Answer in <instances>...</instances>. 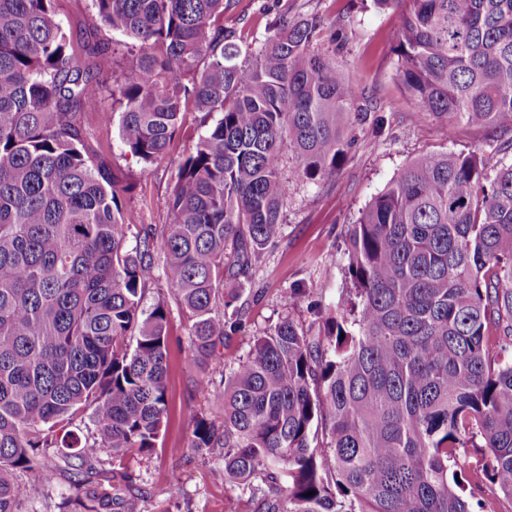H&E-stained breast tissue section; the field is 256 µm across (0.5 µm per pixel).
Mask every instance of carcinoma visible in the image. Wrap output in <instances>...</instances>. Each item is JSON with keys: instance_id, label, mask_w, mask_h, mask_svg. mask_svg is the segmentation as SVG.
Listing matches in <instances>:
<instances>
[{"instance_id": "1", "label": "carcinoma", "mask_w": 512, "mask_h": 512, "mask_svg": "<svg viewBox=\"0 0 512 512\" xmlns=\"http://www.w3.org/2000/svg\"><path fill=\"white\" fill-rule=\"evenodd\" d=\"M54 0H0V512L68 466L71 512L125 490L98 468L156 448L168 422L169 308L193 357L224 371L297 178L336 172L373 103L316 47L322 21L278 17L255 49L216 18L236 0H92L135 39L112 83L121 139L153 171L192 108L205 131L180 166L162 233L127 224L120 184L89 143L110 46L66 32ZM401 11L399 85L424 112L512 133V0H374ZM134 245H128L129 239ZM353 291L334 311L306 288L224 383L219 417L188 405V447L221 450L217 476L260 512H495L512 502V163L417 157L346 234ZM162 257L157 265L154 256ZM89 414L91 428L81 434ZM474 453L478 469L458 464Z\"/></svg>"}]
</instances>
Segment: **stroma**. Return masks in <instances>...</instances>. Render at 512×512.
<instances>
[{"instance_id":"35a3bbf8","label":"stroma","mask_w":512,"mask_h":512,"mask_svg":"<svg viewBox=\"0 0 512 512\" xmlns=\"http://www.w3.org/2000/svg\"><path fill=\"white\" fill-rule=\"evenodd\" d=\"M295 20L320 18L321 42L337 36L341 48L336 59L347 77L365 87L383 125L366 124L351 137L355 144L332 176L312 183L296 180L291 157H284L281 174L292 190L281 213L284 237L270 248L256 275L262 298L251 306L247 327L234 336L224 351L226 368L246 355L255 336L285 317L279 296L287 288H309L314 299L334 302L338 290L350 287L343 239L348 225L356 223L362 210L409 163L431 150L476 153L502 159L499 133L484 127L450 123L441 125L416 112L414 103L396 79L397 56L393 38L401 14L375 9L372 0H239L237 7L221 16L225 27L237 29L250 42H263L269 24L279 14ZM201 115L183 116L180 135L168 154L154 165L149 179L138 177L140 165L119 136L118 121L101 122L87 114L84 125L97 153L115 172L132 181L125 200L130 223L164 228L172 221L169 201L178 168L204 132ZM165 299L170 310V353L167 391L170 423L156 448L139 456L129 470L112 466V453L99 452L101 466L113 469L116 478H129L139 492L140 512H257L248 493L216 476L223 461L219 454L200 455L187 446V426L182 411L187 402L205 410L219 411L224 384L214 374L209 395L192 398L194 381L202 366L187 361V317L164 282L150 285L143 301L151 307Z\"/></svg>"}]
</instances>
